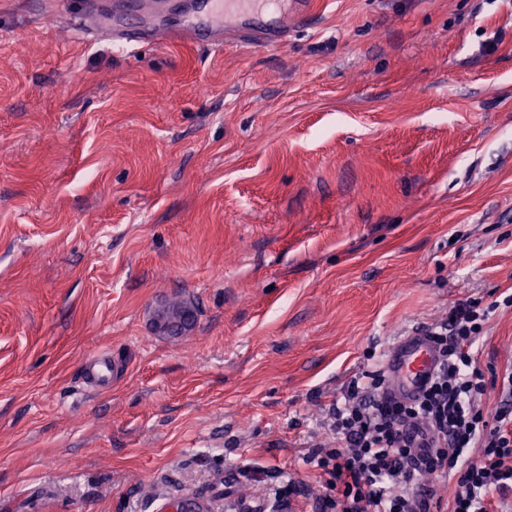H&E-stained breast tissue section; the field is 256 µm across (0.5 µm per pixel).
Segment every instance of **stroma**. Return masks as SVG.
<instances>
[{"instance_id":"stroma-1","label":"stroma","mask_w":512,"mask_h":512,"mask_svg":"<svg viewBox=\"0 0 512 512\" xmlns=\"http://www.w3.org/2000/svg\"><path fill=\"white\" fill-rule=\"evenodd\" d=\"M77 8L0 0V512L290 481L315 512L329 411L398 337L476 298L512 366V0H316L220 52L88 45ZM120 365L112 359L109 351H98L82 364V382L92 392L104 393L112 389L119 375Z\"/></svg>"}]
</instances>
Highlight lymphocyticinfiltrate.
Masks as SVG:
<instances>
[{"label": "lymphocytic infiltrate", "mask_w": 512, "mask_h": 512, "mask_svg": "<svg viewBox=\"0 0 512 512\" xmlns=\"http://www.w3.org/2000/svg\"><path fill=\"white\" fill-rule=\"evenodd\" d=\"M488 314L475 299L449 309L431 334L444 365L419 401L387 398L377 371L350 379L331 412L335 447L308 458L327 476L318 512H496L512 491V368L500 380L505 399L485 411L474 348ZM440 480L453 483L450 502L434 492Z\"/></svg>", "instance_id": "f902f5d3"}]
</instances>
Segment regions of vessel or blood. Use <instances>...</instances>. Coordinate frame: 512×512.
<instances>
[{"label":"vessel or blood","mask_w":512,"mask_h":512,"mask_svg":"<svg viewBox=\"0 0 512 512\" xmlns=\"http://www.w3.org/2000/svg\"><path fill=\"white\" fill-rule=\"evenodd\" d=\"M206 22L187 17L178 27L132 25L123 19L103 16L94 0H88L78 14L85 39L95 43L111 41L119 49L151 44L159 40L194 37L211 50L223 49L227 43L251 46L286 44L292 31L308 24L312 16L311 0H200ZM437 364V353L426 332L413 331L394 343L385 355L382 372L391 396L412 400L419 396ZM119 375V365L110 352L99 351L82 364V381L87 389L104 393L112 388ZM207 502L179 493L165 498L159 512H206Z\"/></svg>","instance_id":"obj_1"}]
</instances>
